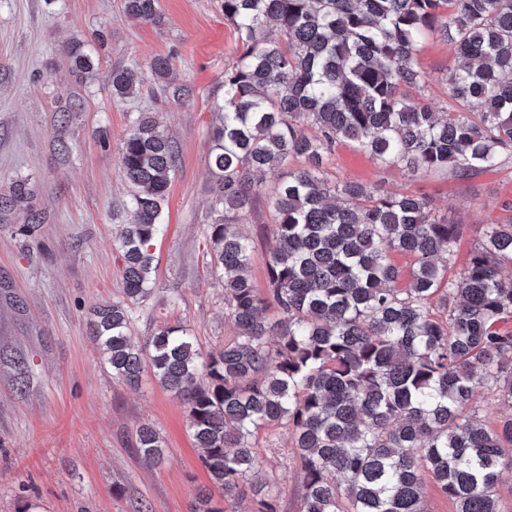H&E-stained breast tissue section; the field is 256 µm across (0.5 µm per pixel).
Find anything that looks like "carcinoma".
<instances>
[{
    "instance_id": "obj_1",
    "label": "carcinoma",
    "mask_w": 512,
    "mask_h": 512,
    "mask_svg": "<svg viewBox=\"0 0 512 512\" xmlns=\"http://www.w3.org/2000/svg\"><path fill=\"white\" fill-rule=\"evenodd\" d=\"M236 55L209 168L213 273L224 283L234 340L207 355L163 325L142 346L133 306L150 296L152 242L178 155L153 112H136L120 163L130 188L120 225L125 298L93 310L92 336L112 379L140 388L144 373L181 400L199 460L227 500L278 512L276 479L252 443L286 426L302 474L301 512H426L431 478L456 512H500L499 478L512 469V419L489 424L481 398L512 404V222L484 224L467 266L455 249L470 225L432 199L331 180L324 161L352 143L381 167L467 178L512 156V0H223ZM158 0H126L129 20L152 23ZM451 42L456 60L439 112L411 91L424 39ZM74 66L93 62L82 42ZM135 75L112 69V95L134 97ZM297 166H292V163ZM278 175L269 203L275 246L267 288L249 275L258 176ZM27 196L17 181L0 201ZM413 258L407 286L392 256ZM275 306L279 317H266ZM157 465L163 440L135 433Z\"/></svg>"
}]
</instances>
